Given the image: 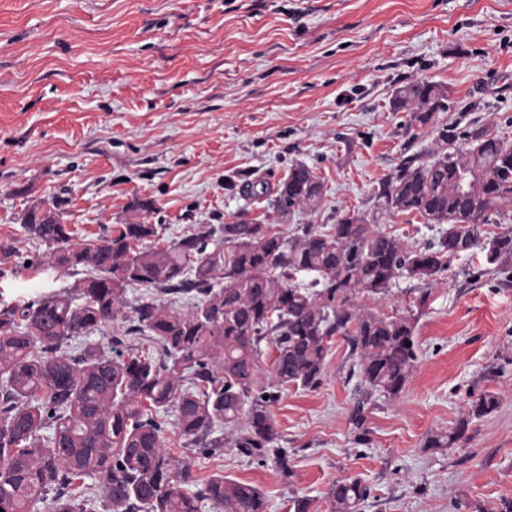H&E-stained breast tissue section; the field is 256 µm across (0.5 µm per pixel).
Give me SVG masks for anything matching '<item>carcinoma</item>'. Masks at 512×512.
Segmentation results:
<instances>
[{
  "mask_svg": "<svg viewBox=\"0 0 512 512\" xmlns=\"http://www.w3.org/2000/svg\"><path fill=\"white\" fill-rule=\"evenodd\" d=\"M396 111L428 125L437 148L417 165L404 161L382 181L376 208L417 214L446 224L437 242L419 247L351 216L327 232L310 225L293 235L271 224H203L168 243L161 224H114L101 236L76 242L51 211L32 210L25 231L48 248L19 261L12 242L0 241V275L25 265L83 272L71 291H47L26 301L0 302V509L95 512L101 490L106 512H266L261 491L212 475L191 492L187 459L167 446L171 425L196 453L211 457L224 443L218 427L238 430L235 446L269 458L288 473V450L277 445L270 413L290 387L314 390L323 381L329 342L344 339L365 398L353 421L363 422L372 394L398 397L418 359L416 326L429 305L428 286L451 259L483 242L474 281L494 274L512 283V228L482 238V226L512 205V142L489 126L459 130L437 119L444 90L428 81L397 88ZM323 183L298 162L276 188L283 212L314 209ZM425 284L414 308L385 315L358 302L375 300L397 281ZM194 299L187 312L147 298L135 307L126 333L155 352L107 348L89 337L117 319L132 288ZM277 364L259 381L262 345ZM493 394L471 406L482 417L497 408ZM468 423L427 437L428 448H450ZM91 483H86V480ZM358 478L329 490L331 512H358L369 497Z\"/></svg>",
  "mask_w": 512,
  "mask_h": 512,
  "instance_id": "obj_1",
  "label": "carcinoma"
}]
</instances>
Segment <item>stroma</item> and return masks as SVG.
Returning <instances> with one entry per match:
<instances>
[{"instance_id": "obj_1", "label": "stroma", "mask_w": 512, "mask_h": 512, "mask_svg": "<svg viewBox=\"0 0 512 512\" xmlns=\"http://www.w3.org/2000/svg\"><path fill=\"white\" fill-rule=\"evenodd\" d=\"M440 85V121L490 124L512 139V0H0V240L44 253L22 224L51 210L75 240L112 224H163L172 239L202 224H301L343 216L420 246L442 224L376 212L374 192L402 158L434 149L429 128L392 108L396 88ZM324 185L311 210L225 190L289 167ZM152 200L151 212L133 199ZM480 250L453 260L418 320V360L400 397L374 395L362 428L354 359L333 338L322 385L288 388L271 414L288 450L280 471L233 445L204 458L169 429L194 488L213 474L251 483L267 512L294 496L330 512L344 477L370 488L362 512H500L512 499V286L472 282ZM75 273L0 277L11 302L74 285ZM498 407L474 418L472 404ZM467 421L463 440L425 439Z\"/></svg>"}]
</instances>
